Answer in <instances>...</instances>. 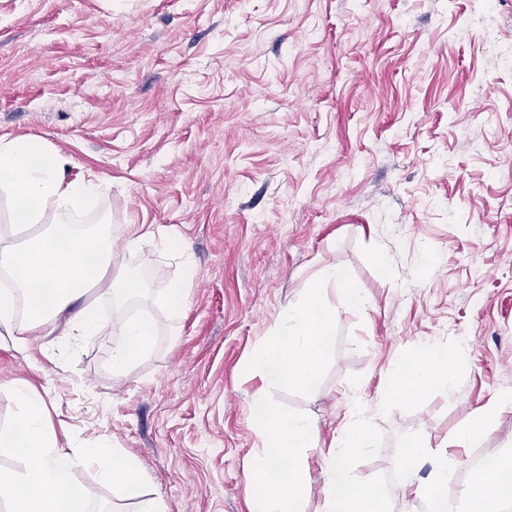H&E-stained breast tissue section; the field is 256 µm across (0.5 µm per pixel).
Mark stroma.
<instances>
[{
  "instance_id": "1",
  "label": "stroma",
  "mask_w": 512,
  "mask_h": 512,
  "mask_svg": "<svg viewBox=\"0 0 512 512\" xmlns=\"http://www.w3.org/2000/svg\"><path fill=\"white\" fill-rule=\"evenodd\" d=\"M0 135L39 136L69 175L111 179L82 224H159L189 258L146 241L124 254L150 284L106 319L151 316L150 356L112 373L111 332L72 346L63 325L0 336V421L23 380L58 447L105 442L145 491L109 512H248L254 453L247 363L312 275L350 269L362 311L327 286L340 331L308 396L316 421L304 512H323L320 457L364 411L386 434L362 479L390 474L391 438L438 446L512 390V0H0ZM182 310L163 295L185 261ZM435 344L458 357L454 394L391 405L393 367ZM512 441V407L454 485Z\"/></svg>"
}]
</instances>
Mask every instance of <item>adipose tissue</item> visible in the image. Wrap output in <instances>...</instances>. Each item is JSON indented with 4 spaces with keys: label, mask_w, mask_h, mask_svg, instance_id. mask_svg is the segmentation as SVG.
<instances>
[{
    "label": "adipose tissue",
    "mask_w": 512,
    "mask_h": 512,
    "mask_svg": "<svg viewBox=\"0 0 512 512\" xmlns=\"http://www.w3.org/2000/svg\"><path fill=\"white\" fill-rule=\"evenodd\" d=\"M68 165L43 138L0 136V198L10 208V227L0 230V276L10 281L0 290V331L7 335L62 318L67 335L78 343L105 328L97 302L126 300L142 290L138 278L123 273L109 222L70 224V217L105 195L109 181L95 175L68 178ZM154 333L148 320L122 319L112 346L113 373L126 374L146 355ZM457 365L447 349L418 348L393 370L384 397L451 394Z\"/></svg>",
    "instance_id": "ef3b65f1"
}]
</instances>
